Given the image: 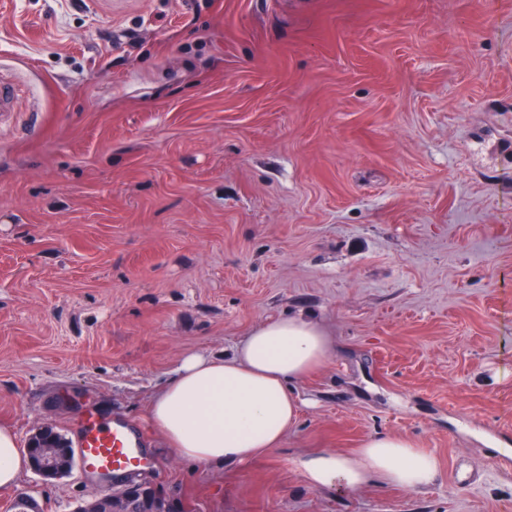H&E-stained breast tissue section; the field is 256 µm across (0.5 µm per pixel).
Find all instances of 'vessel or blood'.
<instances>
[{
	"instance_id": "obj_1",
	"label": "vessel or blood",
	"mask_w": 512,
	"mask_h": 512,
	"mask_svg": "<svg viewBox=\"0 0 512 512\" xmlns=\"http://www.w3.org/2000/svg\"><path fill=\"white\" fill-rule=\"evenodd\" d=\"M77 455L86 474L122 477L151 467L132 429L124 423L103 424L88 419L77 438Z\"/></svg>"
}]
</instances>
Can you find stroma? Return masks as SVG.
Returning <instances> with one entry per match:
<instances>
[{"instance_id":"1","label":"stroma","mask_w":512,"mask_h":512,"mask_svg":"<svg viewBox=\"0 0 512 512\" xmlns=\"http://www.w3.org/2000/svg\"><path fill=\"white\" fill-rule=\"evenodd\" d=\"M0 425L127 422L170 512H512V0H0ZM310 315L335 340L277 449L179 458L191 353ZM378 436L413 491L306 485ZM463 482H456V475ZM109 486L26 472L40 512ZM297 464L309 486L337 491L355 490L372 479L416 490L429 485L438 472L431 451L399 437L371 438L354 454L322 451Z\"/></svg>"}]
</instances>
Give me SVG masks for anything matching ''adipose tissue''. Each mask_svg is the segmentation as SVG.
<instances>
[{
	"instance_id": "adipose-tissue-1",
	"label": "adipose tissue",
	"mask_w": 512,
	"mask_h": 512,
	"mask_svg": "<svg viewBox=\"0 0 512 512\" xmlns=\"http://www.w3.org/2000/svg\"><path fill=\"white\" fill-rule=\"evenodd\" d=\"M333 350L327 330L305 317L256 327L229 356L192 354L153 397L149 419L183 460L240 464L278 447L298 421L292 389L323 367ZM30 463L13 430L0 427V487L18 484ZM309 486L339 491L372 480L416 490L437 475L435 455L399 437L369 439L353 454L322 451L299 459Z\"/></svg>"
}]
</instances>
